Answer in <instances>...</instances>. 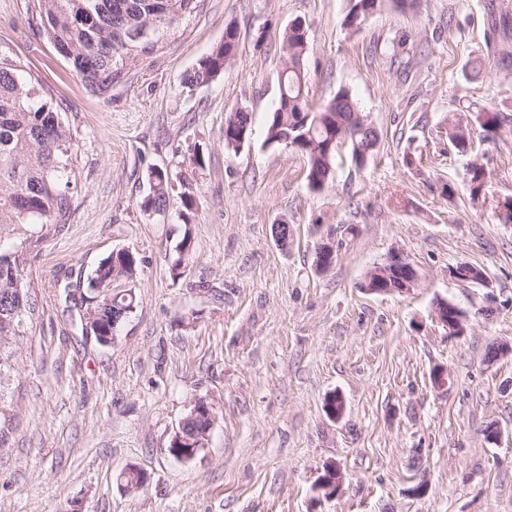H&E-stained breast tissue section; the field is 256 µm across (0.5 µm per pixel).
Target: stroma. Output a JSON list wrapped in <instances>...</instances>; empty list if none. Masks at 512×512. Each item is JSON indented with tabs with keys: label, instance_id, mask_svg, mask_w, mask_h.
<instances>
[{
	"label": "stroma",
	"instance_id": "35a3bbf8",
	"mask_svg": "<svg viewBox=\"0 0 512 512\" xmlns=\"http://www.w3.org/2000/svg\"><path fill=\"white\" fill-rule=\"evenodd\" d=\"M32 9L0 0V53L75 130L81 178L69 217L29 253L39 315L18 354L0 512H512V354L488 356L512 344V223L490 210L512 198V63L472 71L492 15L512 18V0H388L355 26L348 0H200L106 99L38 34ZM297 19L310 103L348 91L379 133L365 163L341 151L320 191L305 157L264 143L279 46ZM232 21L239 43L223 77L180 93ZM241 106L253 135L235 152L224 116ZM483 111L502 115L497 133L453 147L449 114ZM154 168L186 180L193 209L177 190L166 218L141 210ZM284 220L287 247L273 233ZM319 225L341 243L322 274ZM118 247L141 261L138 306L103 346L72 296ZM396 250L416 286L362 290ZM460 262L482 267L486 284L449 279ZM443 300L465 312L464 334L435 322ZM438 368L450 384H433ZM333 391L345 400L336 421L324 410ZM199 399L217 422L182 462L168 440ZM332 462L344 482L327 498L317 484ZM131 466L146 476L135 491L118 480Z\"/></svg>",
	"mask_w": 512,
	"mask_h": 512
}]
</instances>
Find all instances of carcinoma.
Wrapping results in <instances>:
<instances>
[{"label": "carcinoma", "mask_w": 512, "mask_h": 512, "mask_svg": "<svg viewBox=\"0 0 512 512\" xmlns=\"http://www.w3.org/2000/svg\"><path fill=\"white\" fill-rule=\"evenodd\" d=\"M198 0H35L39 33L69 64L85 89L99 98L112 92L127 65L152 53L160 29L170 28L192 15ZM239 36L221 41L202 56L181 82L192 92L224 75L235 56ZM283 64L278 74L279 104L268 119L264 144L288 148L307 158V185L320 190L331 177L336 150L347 145L352 153L372 152L378 131L343 90L327 103H309L304 59L307 31L293 22L281 45ZM476 122L484 134L495 133L501 120L496 112H479ZM224 147L238 151V136L252 135L251 114L239 108L226 115ZM468 127L448 120V141L464 148ZM78 144L62 113L40 92L37 79L21 62L0 54V449L6 447L15 418L12 403L17 378V355L31 336L37 313L27 272V254L43 228L71 213L73 191L80 177ZM149 193L141 208H167L177 186V174L168 169L148 173ZM139 260L121 249L101 259L87 277L86 291L74 305L89 332L110 345L112 311L132 314L138 300L134 291ZM184 434L201 437L212 422L200 414H186Z\"/></svg>", "instance_id": "obj_1"}]
</instances>
